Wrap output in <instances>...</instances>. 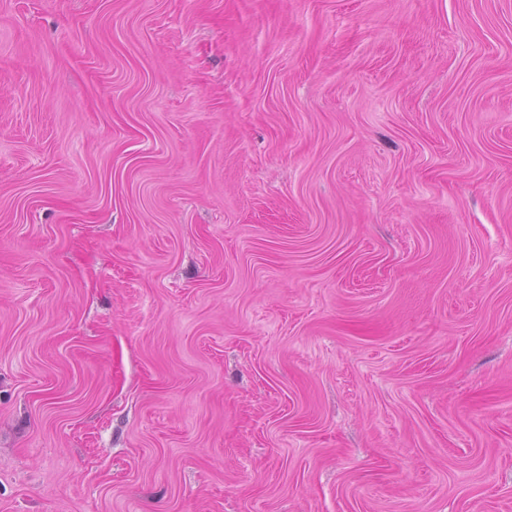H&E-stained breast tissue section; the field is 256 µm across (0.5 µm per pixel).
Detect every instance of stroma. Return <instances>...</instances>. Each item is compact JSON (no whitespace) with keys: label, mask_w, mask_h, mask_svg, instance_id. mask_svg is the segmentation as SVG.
Returning a JSON list of instances; mask_svg holds the SVG:
<instances>
[{"label":"stroma","mask_w":512,"mask_h":512,"mask_svg":"<svg viewBox=\"0 0 512 512\" xmlns=\"http://www.w3.org/2000/svg\"><path fill=\"white\" fill-rule=\"evenodd\" d=\"M0 512H512V0H0Z\"/></svg>","instance_id":"stroma-1"}]
</instances>
